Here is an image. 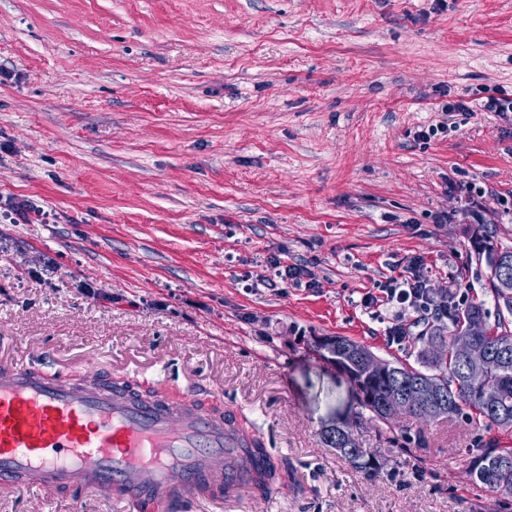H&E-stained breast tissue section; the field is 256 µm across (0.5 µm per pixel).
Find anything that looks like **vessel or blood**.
<instances>
[{"label": "vessel or blood", "instance_id": "obj_1", "mask_svg": "<svg viewBox=\"0 0 512 512\" xmlns=\"http://www.w3.org/2000/svg\"><path fill=\"white\" fill-rule=\"evenodd\" d=\"M223 416L0 356V487L109 492L127 512L234 495L252 462Z\"/></svg>", "mask_w": 512, "mask_h": 512}]
</instances>
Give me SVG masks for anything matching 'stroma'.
Returning <instances> with one entry per match:
<instances>
[{
    "mask_svg": "<svg viewBox=\"0 0 512 512\" xmlns=\"http://www.w3.org/2000/svg\"><path fill=\"white\" fill-rule=\"evenodd\" d=\"M495 90L512 94V0H0V196L58 216L0 223V346L233 410L285 471L176 512H512L468 475L476 440L512 448L494 426L369 420L381 468H350L321 434L357 394L313 348L345 336L416 363L422 341L388 342L387 309L360 304L413 257L496 315L472 247H512ZM273 253L313 287L266 284ZM0 512L124 510L0 488Z\"/></svg>",
    "mask_w": 512,
    "mask_h": 512,
    "instance_id": "stroma-1",
    "label": "stroma"
}]
</instances>
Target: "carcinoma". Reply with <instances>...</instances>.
I'll return each mask as SVG.
<instances>
[{"mask_svg":"<svg viewBox=\"0 0 512 512\" xmlns=\"http://www.w3.org/2000/svg\"><path fill=\"white\" fill-rule=\"evenodd\" d=\"M478 257L485 258L488 270L487 280L495 301L503 306L494 325L487 324L484 303L470 302L465 306L454 307L448 315V321H439L426 336L425 347L421 350V367L416 368L401 361H391L392 373L402 378H432L435 380L440 401L445 411L441 417H461L471 424L486 423L504 430H512V247L502 249L494 246L488 238L481 235L473 240ZM473 322L485 325L484 333L478 337L480 343L489 350L487 367V387L493 390L490 398L485 392L466 383L460 373V367L453 354V345L464 337L465 330ZM336 348V361H346V367L356 387L359 405L370 412L372 417L381 419L378 404L385 398L389 386V377H377L368 373L361 362V355L370 353V349L343 336L331 337ZM438 343L443 356L434 359L428 352V345ZM322 440L336 449L342 460L353 468L367 474H373L381 464L351 432L344 441L352 450L344 451L336 441L325 432ZM247 456L262 462V465L249 473L246 484L258 492L264 493L280 478L279 467L271 461L267 450L260 443L244 448ZM468 472L474 480L493 492L512 495V448H498L491 442L477 444V453L473 455Z\"/></svg>","mask_w":512,"mask_h":512,"instance_id":"1","label":"carcinoma"}]
</instances>
